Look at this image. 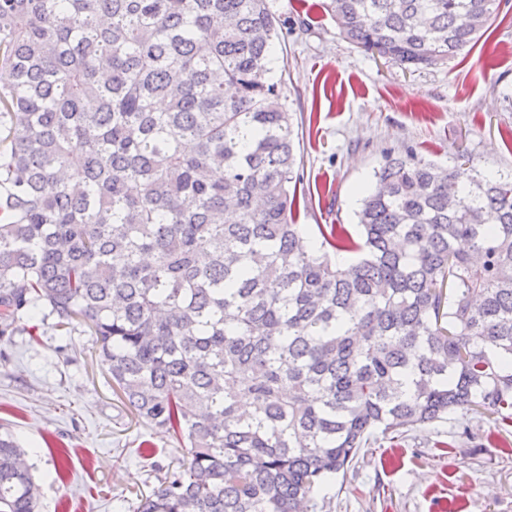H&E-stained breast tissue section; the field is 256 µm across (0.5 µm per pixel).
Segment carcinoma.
<instances>
[{"instance_id": "1", "label": "carcinoma", "mask_w": 512, "mask_h": 512, "mask_svg": "<svg viewBox=\"0 0 512 512\" xmlns=\"http://www.w3.org/2000/svg\"><path fill=\"white\" fill-rule=\"evenodd\" d=\"M498 8L328 5L417 68ZM277 38L267 0H0V338L27 311L83 323L137 421L183 444L135 512H317L378 430L512 423V176L388 156L359 233L314 237ZM38 500L1 433L0 512Z\"/></svg>"}]
</instances>
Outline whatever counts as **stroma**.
Returning a JSON list of instances; mask_svg holds the SVG:
<instances>
[{
    "mask_svg": "<svg viewBox=\"0 0 512 512\" xmlns=\"http://www.w3.org/2000/svg\"><path fill=\"white\" fill-rule=\"evenodd\" d=\"M269 5L280 27L269 77L293 114L300 223L355 228L360 191L389 153L445 166L462 153L482 173H512V0L470 52L419 69L342 38L326 0ZM0 427L31 455L39 512H134L183 459L120 402L87 327L64 336L51 317L0 341ZM323 495L324 512H512V425L457 414L376 436Z\"/></svg>",
    "mask_w": 512,
    "mask_h": 512,
    "instance_id": "1",
    "label": "stroma"
}]
</instances>
